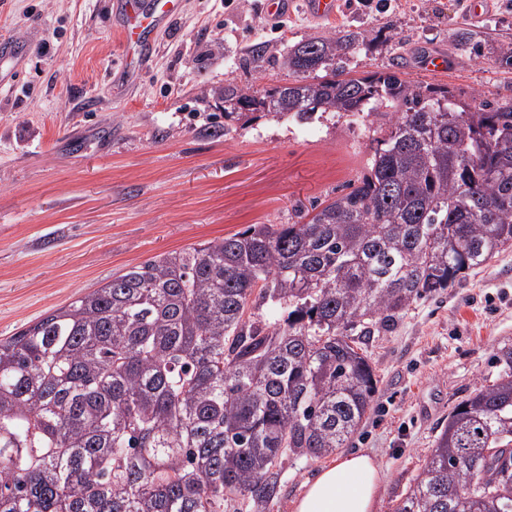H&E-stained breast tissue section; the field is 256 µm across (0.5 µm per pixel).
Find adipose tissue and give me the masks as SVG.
Masks as SVG:
<instances>
[{
  "instance_id": "obj_1",
  "label": "adipose tissue",
  "mask_w": 512,
  "mask_h": 512,
  "mask_svg": "<svg viewBox=\"0 0 512 512\" xmlns=\"http://www.w3.org/2000/svg\"><path fill=\"white\" fill-rule=\"evenodd\" d=\"M380 481L371 455H342L306 482L293 512H375Z\"/></svg>"
}]
</instances>
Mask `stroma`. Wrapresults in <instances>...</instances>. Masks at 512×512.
I'll use <instances>...</instances> for the list:
<instances>
[{"label": "stroma", "instance_id": "stroma-1", "mask_svg": "<svg viewBox=\"0 0 512 512\" xmlns=\"http://www.w3.org/2000/svg\"><path fill=\"white\" fill-rule=\"evenodd\" d=\"M115 2L0 0V34L28 53L21 72L0 66V339L156 256L294 221L296 207L357 178L373 154L375 116L225 120L224 84L263 91L293 81L281 63L289 45L357 32L363 44L333 63L342 77L396 68L460 105L512 99V0H492L479 20L470 0H339L332 20L292 0L276 21L266 0H181L130 78ZM258 42L268 62L244 64ZM436 52L448 68H426ZM510 347L512 247L366 337L379 384L347 448L381 469L376 512H395L449 411L494 381L497 354ZM324 464L287 460L267 512H292Z\"/></svg>", "mask_w": 512, "mask_h": 512}]
</instances>
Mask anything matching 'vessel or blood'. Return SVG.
<instances>
[{"mask_svg":"<svg viewBox=\"0 0 512 512\" xmlns=\"http://www.w3.org/2000/svg\"><path fill=\"white\" fill-rule=\"evenodd\" d=\"M178 0H124L121 10V28L125 42L135 44L140 58H147L152 50V35L167 24L177 13ZM26 57V46L18 39H0V63L21 66Z\"/></svg>","mask_w":512,"mask_h":512,"instance_id":"b4317fda","label":"vessel or blood"}]
</instances>
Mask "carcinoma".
<instances>
[{
  "label": "carcinoma",
  "mask_w": 512,
  "mask_h": 512,
  "mask_svg": "<svg viewBox=\"0 0 512 512\" xmlns=\"http://www.w3.org/2000/svg\"><path fill=\"white\" fill-rule=\"evenodd\" d=\"M359 37H310L224 118L399 110L367 167L292 224L169 252L0 340V512H265L285 459L346 446L378 380L362 347L512 246V102L458 110L396 71L320 74ZM448 414L396 512H512V348Z\"/></svg>",
  "instance_id": "carcinoma-1"
}]
</instances>
